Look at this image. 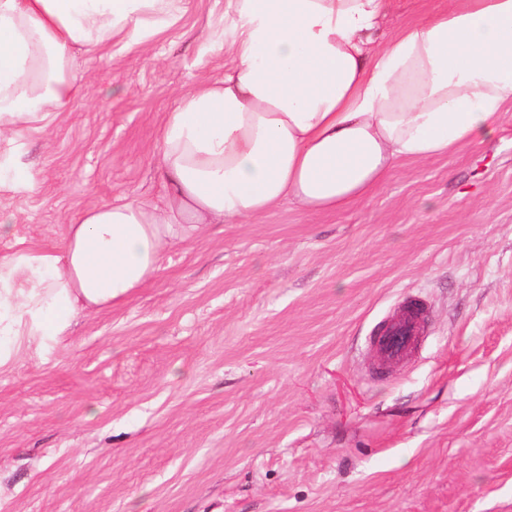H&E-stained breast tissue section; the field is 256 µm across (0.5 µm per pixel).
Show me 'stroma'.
Masks as SVG:
<instances>
[{"label": "stroma", "mask_w": 512, "mask_h": 512, "mask_svg": "<svg viewBox=\"0 0 512 512\" xmlns=\"http://www.w3.org/2000/svg\"><path fill=\"white\" fill-rule=\"evenodd\" d=\"M226 0L78 59L82 97L0 191L32 247L80 211L160 202L180 94L223 78ZM427 311L418 361L373 328ZM0 512H512V105L495 133L401 161L368 196L291 202L172 245L124 302L0 369Z\"/></svg>", "instance_id": "obj_1"}]
</instances>
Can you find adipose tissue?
Returning <instances> with one entry per match:
<instances>
[{
  "instance_id": "adipose-tissue-1",
  "label": "adipose tissue",
  "mask_w": 512,
  "mask_h": 512,
  "mask_svg": "<svg viewBox=\"0 0 512 512\" xmlns=\"http://www.w3.org/2000/svg\"><path fill=\"white\" fill-rule=\"evenodd\" d=\"M181 0H0V171L38 184L20 156L84 92L77 55L144 40ZM235 63L166 113L163 205L83 210L61 248L0 255V367L67 335L81 311L116 305L165 250L288 200L310 212L362 198L403 159L494 133L512 105V0H448L382 36L386 0H226Z\"/></svg>"
}]
</instances>
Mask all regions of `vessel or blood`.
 Here are the masks:
<instances>
[{"label":"vessel or blood","instance_id":"obj_1","mask_svg":"<svg viewBox=\"0 0 512 512\" xmlns=\"http://www.w3.org/2000/svg\"><path fill=\"white\" fill-rule=\"evenodd\" d=\"M424 330L422 314L404 309L389 320L373 338L376 363L390 368L402 365L415 354Z\"/></svg>","mask_w":512,"mask_h":512}]
</instances>
